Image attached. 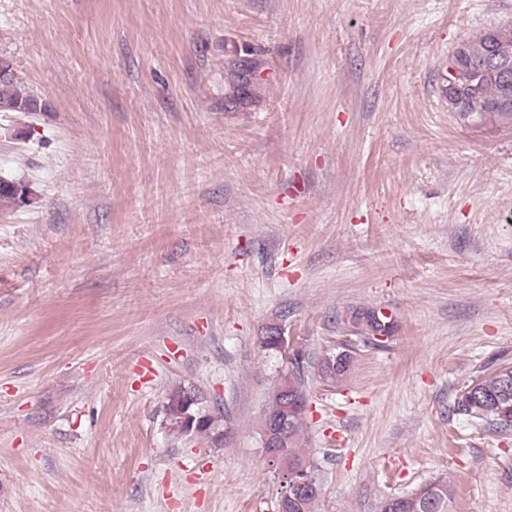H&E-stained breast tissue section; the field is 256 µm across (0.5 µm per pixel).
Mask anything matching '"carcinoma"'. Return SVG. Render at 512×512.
<instances>
[{"mask_svg": "<svg viewBox=\"0 0 512 512\" xmlns=\"http://www.w3.org/2000/svg\"><path fill=\"white\" fill-rule=\"evenodd\" d=\"M497 37L490 36V31L461 42L467 53L466 65L480 71L476 87L466 104L456 106V112L469 121L479 119L483 111L506 100L512 101V69L502 71L498 68L481 63L489 47L504 52L512 59V27L500 26ZM246 67L233 72L235 90L233 101L243 104L250 98V83L246 78ZM0 105L16 112H37L39 101L32 95L21 91L15 81L13 72L0 73ZM27 185L9 179L0 178V208L12 207L26 201ZM348 316L361 329L356 335L363 344L372 348H381L383 344L375 342L376 336L391 337L394 322L373 309L353 310ZM306 359L296 370L285 368L280 373L267 402L260 429H265L266 417L281 413H291L292 406L286 404L282 389L294 395L304 405L308 403V367ZM351 361L336 369L332 374L326 372L322 363H317V374L321 381L328 385L341 383L350 371ZM455 409L477 421H487L500 430L512 428V366L500 365L491 373L465 385L455 398ZM166 412L169 425L177 432L184 434L188 423H193V432L201 434L209 442L220 445L224 441V414L220 408L210 410L205 405L204 397L194 387H176L167 396ZM305 420L297 419L289 426L286 435L288 458L313 462V459L301 448ZM320 488L302 492L292 504L288 512H316ZM389 499L380 501L379 512H451V484L447 477L439 476L423 484L416 491L401 496L398 510L388 507Z\"/></svg>", "mask_w": 512, "mask_h": 512, "instance_id": "cac0c4a2", "label": "carcinoma"}]
</instances>
